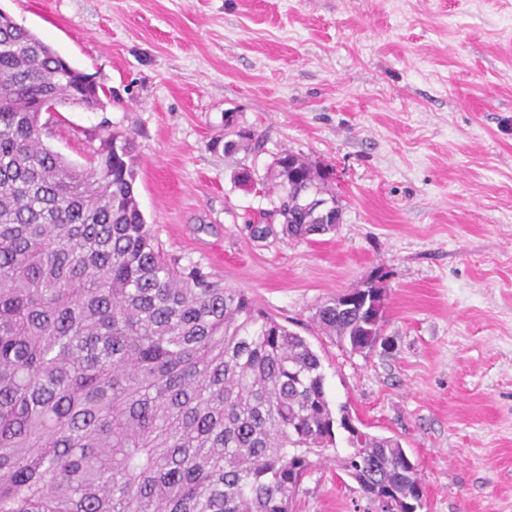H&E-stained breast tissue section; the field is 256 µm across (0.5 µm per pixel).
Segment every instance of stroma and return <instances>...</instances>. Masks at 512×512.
<instances>
[{
    "instance_id": "stroma-1",
    "label": "stroma",
    "mask_w": 512,
    "mask_h": 512,
    "mask_svg": "<svg viewBox=\"0 0 512 512\" xmlns=\"http://www.w3.org/2000/svg\"><path fill=\"white\" fill-rule=\"evenodd\" d=\"M103 105L41 116V140L89 167L137 144L140 208L167 254L200 264L304 337L332 408L398 438L428 512H512V0H0ZM250 152L214 148L226 115ZM330 172L335 232L251 238L279 154ZM380 278V341L353 353L310 317ZM294 512H374L340 467Z\"/></svg>"
}]
</instances>
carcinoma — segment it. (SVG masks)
I'll list each match as a JSON object with an SVG mask.
<instances>
[{
    "mask_svg": "<svg viewBox=\"0 0 512 512\" xmlns=\"http://www.w3.org/2000/svg\"><path fill=\"white\" fill-rule=\"evenodd\" d=\"M23 26L0 24V512H294L312 457L336 443L319 356L194 263L166 257L140 209L133 136L79 168L40 139L42 107L96 90ZM224 152L248 148L224 123ZM281 226L336 230L329 174L277 156L264 181ZM312 192L335 211L304 204ZM365 282L312 318L353 353L378 342ZM344 471L427 507L401 442L347 432Z\"/></svg>",
    "mask_w": 512,
    "mask_h": 512,
    "instance_id": "1",
    "label": "carcinoma"
}]
</instances>
